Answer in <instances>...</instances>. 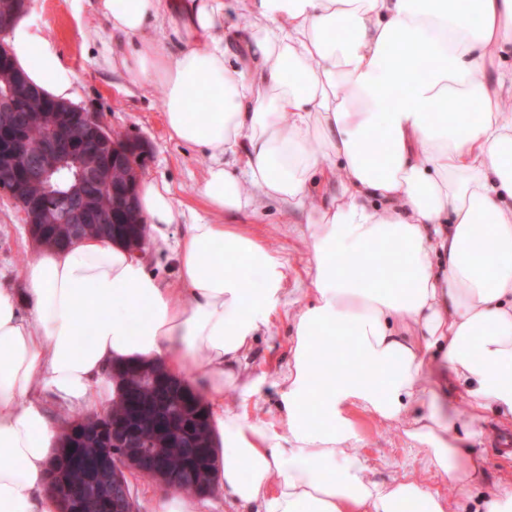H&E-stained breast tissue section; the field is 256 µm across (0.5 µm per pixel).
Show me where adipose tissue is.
<instances>
[{"instance_id":"obj_1","label":"adipose tissue","mask_w":512,"mask_h":512,"mask_svg":"<svg viewBox=\"0 0 512 512\" xmlns=\"http://www.w3.org/2000/svg\"><path fill=\"white\" fill-rule=\"evenodd\" d=\"M224 7L92 4L120 36L104 64L163 85L171 138L207 156L209 211L260 195L302 209L336 180L302 230L311 297L291 321L279 423L250 416L261 380L244 364L287 302L283 262L230 224L171 239V189L145 179L138 207L151 247L174 249V280L89 238L35 253L21 288H0V512H57L45 469L59 431L42 398L106 413L121 392L108 372L128 361L202 374L214 491L234 512H467L414 479L368 478L348 410L404 421L446 485L485 477L456 440L480 437L486 413L512 418V0H233L230 22ZM159 22L176 43L147 37ZM7 46L46 97L75 100L76 71L31 17ZM343 328L348 360L322 346ZM437 358L466 418L425 404ZM228 386L239 407H225Z\"/></svg>"}]
</instances>
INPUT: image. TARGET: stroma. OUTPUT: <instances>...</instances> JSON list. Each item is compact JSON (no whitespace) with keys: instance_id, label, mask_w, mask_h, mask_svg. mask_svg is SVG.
I'll return each mask as SVG.
<instances>
[{"instance_id":"1","label":"stroma","mask_w":512,"mask_h":512,"mask_svg":"<svg viewBox=\"0 0 512 512\" xmlns=\"http://www.w3.org/2000/svg\"><path fill=\"white\" fill-rule=\"evenodd\" d=\"M30 16L52 38L63 60L79 75L78 106L101 113L112 130L136 135L145 140L149 153L143 167L147 178L166 181L178 206L172 237H179L184 225L196 218H210L217 224H235L250 229L285 265L288 285L293 293L287 309L281 310L270 327L257 336L246 363L247 372L262 376L258 397L260 416L277 420L278 369L288 355V318L307 301L308 252L300 236L308 214L294 211L284 203L264 200L253 208L210 214L200 187L207 160L195 147L177 142L165 122V92L162 86L142 88L130 82L121 70L99 63L102 45L111 38L105 18L94 13L90 0H32ZM35 250L22 216L12 200L0 193V286L19 287L26 263ZM350 418L358 432L361 454L368 474L378 481L411 477L452 499L478 501L482 490L463 485L441 486L428 471L417 449L411 448L397 424L382 422L358 408H350ZM505 428L494 416H486L485 438L480 443H463L468 455L482 459L489 482L512 487V455L498 453L496 437Z\"/></svg>"}]
</instances>
